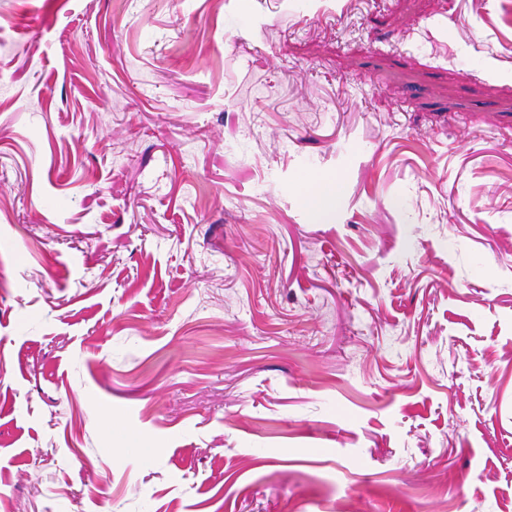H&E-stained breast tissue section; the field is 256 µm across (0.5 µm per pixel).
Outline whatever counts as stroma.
Instances as JSON below:
<instances>
[{
  "label": "stroma",
  "instance_id": "1",
  "mask_svg": "<svg viewBox=\"0 0 512 512\" xmlns=\"http://www.w3.org/2000/svg\"><path fill=\"white\" fill-rule=\"evenodd\" d=\"M0 512H512V0H0Z\"/></svg>",
  "mask_w": 512,
  "mask_h": 512
}]
</instances>
